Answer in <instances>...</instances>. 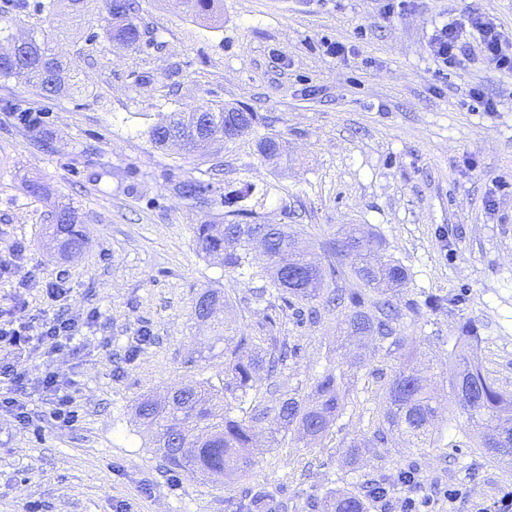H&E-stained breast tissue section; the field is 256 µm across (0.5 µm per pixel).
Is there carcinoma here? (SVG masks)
<instances>
[{"mask_svg": "<svg viewBox=\"0 0 512 512\" xmlns=\"http://www.w3.org/2000/svg\"><path fill=\"white\" fill-rule=\"evenodd\" d=\"M104 36L112 42L136 49L142 41L140 26L135 22L137 0H103ZM186 13L214 24L224 21L222 0H183ZM27 0L15 4L16 16L0 23V43L18 40L16 30L27 13ZM48 35L29 34L24 40L29 49L15 66L0 68V78L21 79L51 93L71 81V71L61 61L44 52ZM203 119L198 123L182 122L176 112L158 115L147 130L155 147H179L188 155L208 152L215 141L235 140L261 123L263 117L239 107L212 103L202 107ZM283 142L275 133H267L257 141L259 155L269 161L280 157ZM180 193L199 202L213 194L212 184L200 178L189 179L178 186ZM47 248L61 256L81 251L85 237L78 228L76 211L69 205H58L52 215ZM198 250L235 273L251 265L250 253L256 244L263 247L269 285L253 293L257 302L265 303L262 327L272 329L279 313L296 305H304L310 313L317 306H334L343 310L341 324L346 336L362 344L371 338L392 340L405 351L407 338L399 336L393 322L401 309L390 299V293L409 281L408 270L393 259L370 260L372 244L382 245L361 224H349L342 237L329 246L331 259L323 262L301 246L298 232L290 224H264L258 212L239 208L224 214L222 224H198L193 229ZM350 275L356 286L327 290L329 282ZM210 300L204 310L194 309L199 322L219 321L218 313L229 307L219 289L206 288L199 297ZM476 339L471 323L462 327L461 335L448 354V361L464 366L449 386L467 415L473 448L484 456L501 460L512 457V393L502 390L484 370L470 350ZM275 345V336H215L208 355H199L188 363L224 359V371L216 378L203 377L181 385L172 397L160 400L146 395L133 405V414L151 434L150 445L160 454L163 467L175 475L189 473L202 483H217L225 476L244 478L254 470L257 460L250 448L258 433H267L270 445L279 438L306 443L322 440L345 411L349 384L345 374L328 368L312 383V399L285 396L273 407L249 404L242 406L250 391L256 389V377L265 370L272 372L274 361L267 360L264 343ZM440 421L437 391L426 383L422 370L405 356L385 387L384 405L377 411L372 438L350 446L349 457L370 454L384 447L396 436L409 448H424L431 442ZM379 479L365 482L358 492L331 491L322 512H366V503L386 496ZM269 506L264 493L258 491L238 503L239 512H263Z\"/></svg>", "mask_w": 512, "mask_h": 512, "instance_id": "obj_1", "label": "carcinoma"}]
</instances>
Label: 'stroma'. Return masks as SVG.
I'll return each instance as SVG.
<instances>
[{"instance_id": "1", "label": "stroma", "mask_w": 512, "mask_h": 512, "mask_svg": "<svg viewBox=\"0 0 512 512\" xmlns=\"http://www.w3.org/2000/svg\"><path fill=\"white\" fill-rule=\"evenodd\" d=\"M148 28L140 49L104 38L103 0L73 12L59 0L54 15L29 0L25 30L53 32L56 56L78 72L80 90L50 95L19 79L0 80V263L16 246L42 280L66 272L64 301L39 288L15 289L0 279V304L13 295L34 323L64 310L100 314L79 357L45 358L41 349L12 351L19 368L44 367L75 381L79 420L50 419L44 393L27 399L29 425L0 413V512H235L262 489L271 512H311L335 489L384 477L395 501L417 466L432 512H494L512 492V468L469 447L466 416L444 391L442 421L427 448L392 444L357 467L347 446L373 435L385 383L399 359L386 347L351 380L342 416L328 436L306 447L285 439L258 456L251 475L224 485L173 477L139 433L132 407L142 395L218 373L221 360L187 365L208 341L193 316L201 289L228 294L232 327L261 335L262 310L252 289L260 279L226 273L198 253L193 229L222 223V203L199 204L175 186L210 180L217 195L250 184L245 201L269 224H291L315 248L335 242L346 224H365L385 252L410 273L395 302L461 293L465 303L403 315L397 329L438 383L465 321L479 330L477 352L504 390L512 391V72L469 53L453 67L433 56L437 27L482 13L512 42V0H224L221 27L185 15L179 0H138ZM344 44L335 55V44ZM156 76L141 84L143 74ZM480 90L497 109L470 107ZM220 101L265 117L254 133L216 143L215 159L155 149L147 129L159 112H190ZM276 133L286 145L278 166L256 142ZM223 169L211 172L213 161ZM37 181L47 192L34 196ZM70 203L86 235L81 254L63 261L43 236L56 202ZM340 313L317 323L296 309L280 316L279 339L296 358L279 375L260 376L257 398L272 406L285 394H307L326 368L346 367ZM153 339L133 361L125 351L139 328Z\"/></svg>"}]
</instances>
